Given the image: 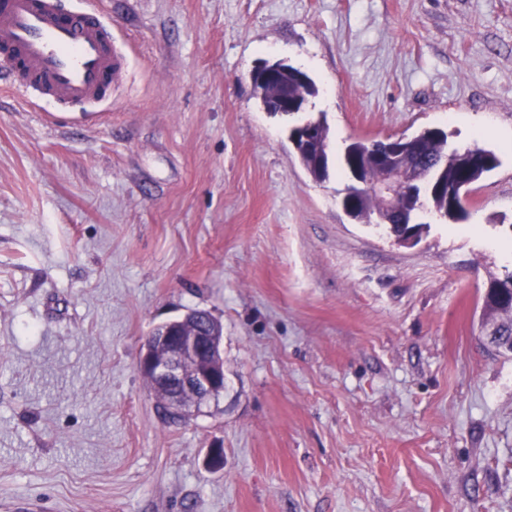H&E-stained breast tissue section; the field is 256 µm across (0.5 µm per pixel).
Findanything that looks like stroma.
<instances>
[{
  "mask_svg": "<svg viewBox=\"0 0 512 512\" xmlns=\"http://www.w3.org/2000/svg\"><path fill=\"white\" fill-rule=\"evenodd\" d=\"M109 101L0 70V512H512V355L482 338L512 270V0H103ZM306 72L266 112L250 73ZM443 129L493 151L466 220L414 243L315 181L289 129ZM223 326L224 394L164 416L156 326ZM224 466L206 465L209 449ZM283 84L288 85V97L292 102L305 110L310 98L317 94V88L313 80L303 71L291 65H284L280 74ZM288 97L282 98L278 102V108L281 113H294L295 107L288 102Z\"/></svg>",
  "mask_w": 512,
  "mask_h": 512,
  "instance_id": "1",
  "label": "stroma"
}]
</instances>
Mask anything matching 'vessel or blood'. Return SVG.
<instances>
[{
  "label": "vessel or blood",
  "instance_id": "1",
  "mask_svg": "<svg viewBox=\"0 0 512 512\" xmlns=\"http://www.w3.org/2000/svg\"><path fill=\"white\" fill-rule=\"evenodd\" d=\"M0 61L17 90L63 108L111 98L126 64L98 10L56 0H0Z\"/></svg>",
  "mask_w": 512,
  "mask_h": 512
}]
</instances>
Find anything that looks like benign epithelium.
Returning a JSON list of instances; mask_svg holds the SVG:
<instances>
[{"label":"benign epithelium","mask_w":512,"mask_h":512,"mask_svg":"<svg viewBox=\"0 0 512 512\" xmlns=\"http://www.w3.org/2000/svg\"><path fill=\"white\" fill-rule=\"evenodd\" d=\"M369 147L376 150L374 159L382 168V176L367 182L355 171L351 181L361 193L383 198L388 211L395 214L399 191L395 172L399 155L383 143L372 142ZM139 370L149 382L167 390L162 402L165 414L171 419H185L224 394L222 337L197 331L156 337L145 344Z\"/></svg>","instance_id":"1"}]
</instances>
